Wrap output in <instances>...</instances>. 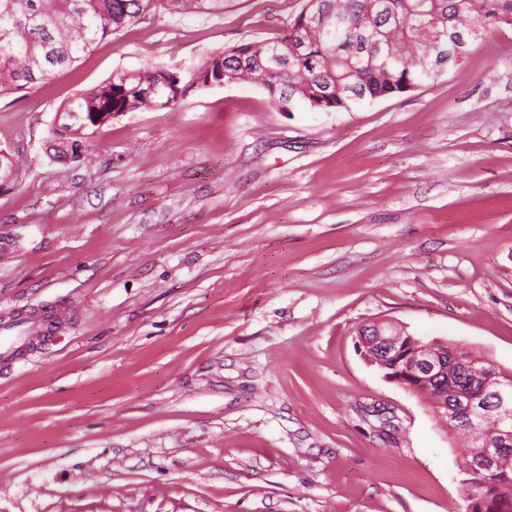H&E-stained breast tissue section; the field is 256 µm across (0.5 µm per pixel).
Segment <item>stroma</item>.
<instances>
[{
    "label": "stroma",
    "instance_id": "stroma-1",
    "mask_svg": "<svg viewBox=\"0 0 512 512\" xmlns=\"http://www.w3.org/2000/svg\"><path fill=\"white\" fill-rule=\"evenodd\" d=\"M301 0L156 13L0 99V512H465L424 398L356 349L391 321L512 372V28L348 112L248 81L46 152L113 70L286 28ZM35 322H31L27 329L14 332L11 326L1 328L2 336H0V348L2 356H10L14 350L26 340V335L34 329Z\"/></svg>",
    "mask_w": 512,
    "mask_h": 512
}]
</instances>
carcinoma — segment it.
<instances>
[{"instance_id": "obj_1", "label": "carcinoma", "mask_w": 512, "mask_h": 512, "mask_svg": "<svg viewBox=\"0 0 512 512\" xmlns=\"http://www.w3.org/2000/svg\"><path fill=\"white\" fill-rule=\"evenodd\" d=\"M224 0H0V96L47 83L60 71L91 54L102 40L136 25L158 11L170 15L215 14ZM512 27V0H304L285 31L257 42L215 50L182 68L153 64L139 70L116 69L96 86L62 102L69 126L50 128L53 158L71 154V164L88 161V139L112 115L162 109L192 89H206L224 74L245 72L262 79L277 111L306 105L323 111H349L366 100L402 94L432 75V38H448V63L457 65L471 46L494 31ZM304 47L294 51L296 33ZM461 354L487 370L493 382L511 383L512 373L494 361L454 343L434 357L441 374L409 384L440 409L446 397L479 399L481 383L452 363ZM414 347L401 344L383 373L399 377ZM463 480L469 483L466 512H512V452L493 473L471 468L477 453L469 431L459 427Z\"/></svg>"}]
</instances>
